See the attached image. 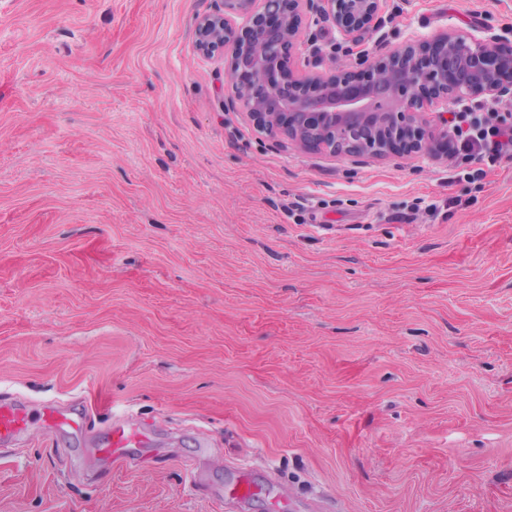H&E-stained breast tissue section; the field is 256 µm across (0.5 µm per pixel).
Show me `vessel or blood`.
I'll use <instances>...</instances> for the list:
<instances>
[{
  "label": "vessel or blood",
  "instance_id": "b4317fda",
  "mask_svg": "<svg viewBox=\"0 0 512 512\" xmlns=\"http://www.w3.org/2000/svg\"><path fill=\"white\" fill-rule=\"evenodd\" d=\"M40 424L55 433L81 434L87 431L91 418L88 413L45 404L39 413H31L22 402H0V443L15 441L33 424ZM149 440V433L126 418L113 420L105 439L97 453L101 460L123 465L131 461L137 448ZM261 485L250 476H242L239 481L225 488L224 502L231 505L260 493Z\"/></svg>",
  "mask_w": 512,
  "mask_h": 512
}]
</instances>
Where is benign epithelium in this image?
Wrapping results in <instances>:
<instances>
[{"mask_svg":"<svg viewBox=\"0 0 512 512\" xmlns=\"http://www.w3.org/2000/svg\"><path fill=\"white\" fill-rule=\"evenodd\" d=\"M383 0H223L198 18L197 53L230 54L224 109L248 115L256 131L297 151L367 158L433 150L428 109L473 96H512V45L441 32L412 37L363 73L336 71L314 50L295 72L304 13L316 7L343 36L368 30Z\"/></svg>","mask_w":512,"mask_h":512,"instance_id":"obj_1","label":"benign epithelium"}]
</instances>
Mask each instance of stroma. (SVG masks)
I'll use <instances>...</instances> for the list:
<instances>
[{"label":"stroma","instance_id":"35a3bbf8","mask_svg":"<svg viewBox=\"0 0 512 512\" xmlns=\"http://www.w3.org/2000/svg\"><path fill=\"white\" fill-rule=\"evenodd\" d=\"M221 0H0V512H512V158L291 151L199 56ZM512 40V0H386L305 47ZM148 428L138 463L96 450ZM247 467L266 494L234 506ZM35 422L55 433L82 434L90 426V415L81 410L57 407L46 403L41 412L33 415L22 402H0V443L13 442ZM149 440V432L127 418L112 420L102 447L97 448L98 457L112 465H124L133 460L134 450L142 448Z\"/></svg>","mask_w":512,"mask_h":512}]
</instances>
